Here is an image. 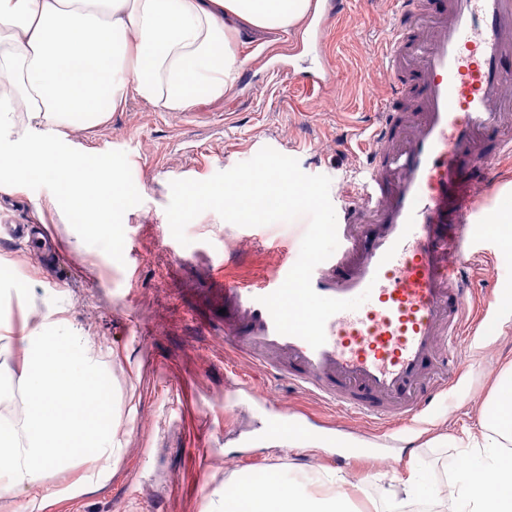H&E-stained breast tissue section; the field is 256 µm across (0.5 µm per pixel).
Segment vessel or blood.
<instances>
[{"mask_svg": "<svg viewBox=\"0 0 512 512\" xmlns=\"http://www.w3.org/2000/svg\"><path fill=\"white\" fill-rule=\"evenodd\" d=\"M382 58L390 100L416 106L380 112L363 182L337 195L338 247L311 278L321 296L367 301L331 316L315 349L260 302L288 268L211 284L244 360L377 425L423 414L467 366L469 242L489 230L476 202L512 158V0H401Z\"/></svg>", "mask_w": 512, "mask_h": 512, "instance_id": "obj_1", "label": "vessel or blood"}]
</instances>
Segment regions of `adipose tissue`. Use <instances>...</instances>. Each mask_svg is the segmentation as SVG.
Segmentation results:
<instances>
[{
  "label": "adipose tissue",
  "instance_id": "1",
  "mask_svg": "<svg viewBox=\"0 0 512 512\" xmlns=\"http://www.w3.org/2000/svg\"><path fill=\"white\" fill-rule=\"evenodd\" d=\"M311 0H0V131L27 143L0 154V187L33 178L59 181L70 197L92 195L101 208L123 191L104 174H63L55 150L65 129L100 123L136 93L163 112L221 95L235 80L231 40L285 32ZM23 424L0 418V492L37 487L45 475L79 460L95 465V483L112 476L109 374L87 339L59 317L26 333ZM465 437L472 469L453 499L434 512H512V379L502 378L477 429ZM336 479L286 477L276 467L224 486L223 512H349Z\"/></svg>",
  "mask_w": 512,
  "mask_h": 512
}]
</instances>
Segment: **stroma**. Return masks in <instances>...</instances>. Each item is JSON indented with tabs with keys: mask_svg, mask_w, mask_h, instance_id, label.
Returning a JSON list of instances; mask_svg holds the SVG:
<instances>
[{
	"mask_svg": "<svg viewBox=\"0 0 512 512\" xmlns=\"http://www.w3.org/2000/svg\"><path fill=\"white\" fill-rule=\"evenodd\" d=\"M395 6L348 0L320 45L334 70L326 88L309 89L305 80L319 75L321 62L302 51L308 17L289 31L233 42L238 62L254 68L219 97L162 112L132 93L102 123L67 129L62 148L71 162L111 173L125 190L107 225H98L92 204L76 209L51 180L0 191V380L8 384V418L20 424L27 413L19 338L47 309L63 308L110 372L115 473L92 490L85 484L91 464L49 471L43 512H218L231 477L291 464L342 475L356 512H374L372 498L414 467L424 494L451 495L448 476L470 455L459 445L463 430L476 425L512 369V248L493 235L474 256L473 287L490 330L476 335L447 407L424 417L409 447L342 469L323 435L365 447L368 425L242 360L224 342V301L209 291L218 275L250 280L276 270L274 240L299 254L307 217L262 230L206 211L187 226L184 246L165 213L171 181L209 179L265 146L296 158L306 174L329 176L332 187L358 177L360 145L389 91L380 51ZM509 197L512 161L479 199V218L512 221L503 209ZM292 420L307 427L309 444L287 453L267 447L266 431ZM440 435L447 446L434 444Z\"/></svg>",
	"mask_w": 512,
	"mask_h": 512,
	"instance_id": "1",
	"label": "stroma"
}]
</instances>
